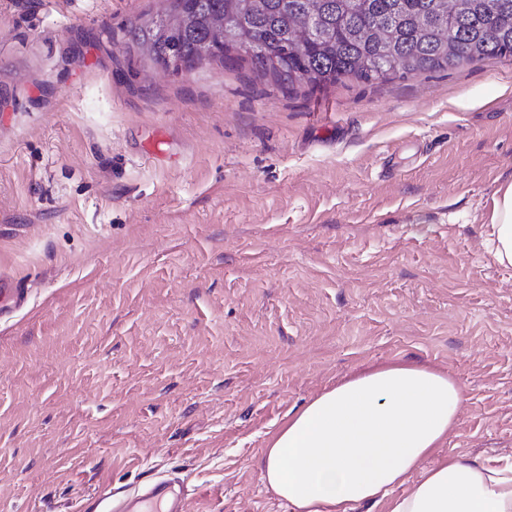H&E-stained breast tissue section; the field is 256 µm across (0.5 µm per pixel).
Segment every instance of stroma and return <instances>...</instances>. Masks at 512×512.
I'll return each mask as SVG.
<instances>
[{"mask_svg": "<svg viewBox=\"0 0 512 512\" xmlns=\"http://www.w3.org/2000/svg\"><path fill=\"white\" fill-rule=\"evenodd\" d=\"M164 0H0V512L177 473L191 512H289L272 435L376 363L465 392L441 455L512 457V60L288 89L150 69ZM486 219L491 230L492 257L500 266L512 267V180L496 188ZM27 301L23 288L11 278L0 277V315L21 309Z\"/></svg>", "mask_w": 512, "mask_h": 512, "instance_id": "obj_1", "label": "stroma"}]
</instances>
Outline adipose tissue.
I'll return each instance as SVG.
<instances>
[{"label": "adipose tissue", "mask_w": 512, "mask_h": 512, "mask_svg": "<svg viewBox=\"0 0 512 512\" xmlns=\"http://www.w3.org/2000/svg\"><path fill=\"white\" fill-rule=\"evenodd\" d=\"M491 254L512 267V180L487 214ZM464 399L448 373L412 363L374 365L296 411L263 457L267 485L290 512H512V459L436 458Z\"/></svg>", "instance_id": "obj_1"}]
</instances>
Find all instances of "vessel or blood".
<instances>
[{"mask_svg": "<svg viewBox=\"0 0 512 512\" xmlns=\"http://www.w3.org/2000/svg\"><path fill=\"white\" fill-rule=\"evenodd\" d=\"M27 301L24 289L12 279L0 277V315L21 309ZM140 497H120L111 484L102 485L96 496L82 504V512H189L192 496L184 481L155 476Z\"/></svg>", "mask_w": 512, "mask_h": 512, "instance_id": "vessel-or-blood-1", "label": "vessel or blood"}]
</instances>
